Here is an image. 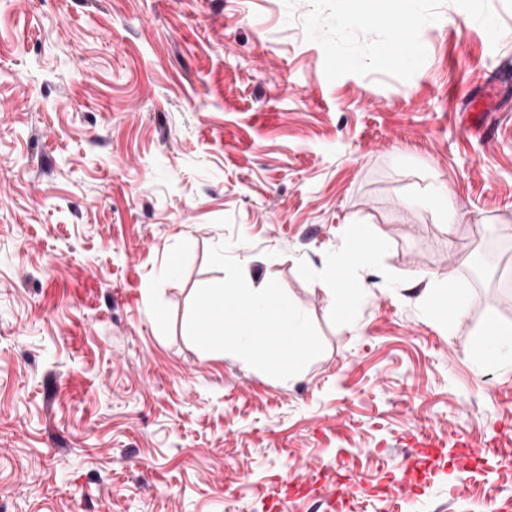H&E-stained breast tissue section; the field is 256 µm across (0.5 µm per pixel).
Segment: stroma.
Instances as JSON below:
<instances>
[{
  "mask_svg": "<svg viewBox=\"0 0 512 512\" xmlns=\"http://www.w3.org/2000/svg\"><path fill=\"white\" fill-rule=\"evenodd\" d=\"M0 0V512H512V0ZM468 216L448 249L424 187ZM350 224L385 248L353 272L350 321L323 280ZM231 242L324 344L279 380L188 338ZM455 271L468 314L441 331L422 274ZM443 455H411L420 431ZM469 348L470 358L478 365H486L493 354L498 362H512V329L491 322L478 334ZM503 444L501 443H492V442H486L482 446H478L476 450L472 451H461L456 452V463L459 467L463 469H473L475 462H477L481 455H483L485 458L492 456V457H509L512 453V448H501Z\"/></svg>",
  "mask_w": 512,
  "mask_h": 512,
  "instance_id": "35a3bbf8",
  "label": "stroma"
}]
</instances>
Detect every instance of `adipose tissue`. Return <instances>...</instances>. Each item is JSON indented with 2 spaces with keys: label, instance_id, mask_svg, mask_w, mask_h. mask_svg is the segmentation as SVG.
Wrapping results in <instances>:
<instances>
[{
  "label": "adipose tissue",
  "instance_id": "obj_1",
  "mask_svg": "<svg viewBox=\"0 0 512 512\" xmlns=\"http://www.w3.org/2000/svg\"><path fill=\"white\" fill-rule=\"evenodd\" d=\"M345 248L324 272V279L331 287L332 302L340 319H348L354 306L362 297L351 278L354 268L363 265L371 254L384 249L383 241L376 239L365 224H352L345 230ZM438 275H428L422 309L425 317L441 328H448L467 316V301L461 288L455 284L440 287ZM470 358L478 365H485L488 357L501 362H512V329L488 324L481 330L469 348Z\"/></svg>",
  "mask_w": 512,
  "mask_h": 512
}]
</instances>
